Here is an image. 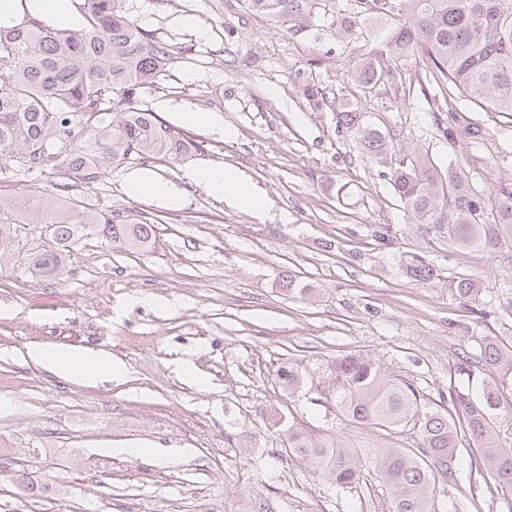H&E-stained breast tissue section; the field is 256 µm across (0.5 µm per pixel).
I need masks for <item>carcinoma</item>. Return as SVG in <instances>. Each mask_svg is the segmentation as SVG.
Masks as SVG:
<instances>
[{"label":"carcinoma","mask_w":512,"mask_h":512,"mask_svg":"<svg viewBox=\"0 0 512 512\" xmlns=\"http://www.w3.org/2000/svg\"><path fill=\"white\" fill-rule=\"evenodd\" d=\"M119 4L83 0L85 25L78 30L0 29V169L57 178L50 193L21 187L11 198L0 196V244L17 236V212L46 214L44 244L23 255L40 277L56 274L69 244L88 228L129 251L151 249L152 224L119 214L64 211L62 199H73L78 187H92L109 169L134 161H178L197 148L181 129L141 108L138 90L166 70L171 51L129 20ZM249 5L257 14L281 19L311 13L315 0H249ZM360 8L361 17L342 18L343 30L353 32L373 16L392 20L375 32L377 45L349 66L363 97L402 77L405 65L417 60L428 81L448 96L456 91L480 108L512 113V0H360ZM433 119L445 139L486 136L455 103L446 117ZM337 123L371 159H386L397 137L394 130L371 124L358 107L337 113ZM387 176L421 244L404 250L387 231L375 236L392 250L407 280L431 286L445 278L427 257L430 249L477 255L512 250V192L491 206L460 164L450 160L441 166L427 154L388 166ZM279 286L293 299L311 293L291 273L279 275ZM448 289L467 302H480L476 274L448 277ZM478 364L498 379L449 387L445 408L360 354L336 357L329 371L337 408L354 423L388 438L397 435L379 448H352L333 435L285 426L280 418L273 425L281 428L286 453L321 467L336 488L351 492L374 477L388 495L389 512H436V481L453 480L458 452L471 446L483 457L485 483L511 499L512 437L506 431L512 429V408L504 399L512 391V343L486 338ZM278 375L290 395L304 381L295 363L281 366ZM403 433L417 441H401Z\"/></svg>","instance_id":"cac0c4a2"}]
</instances>
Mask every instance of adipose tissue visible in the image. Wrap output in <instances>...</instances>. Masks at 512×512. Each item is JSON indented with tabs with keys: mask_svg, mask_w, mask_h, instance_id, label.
I'll return each mask as SVG.
<instances>
[{
	"mask_svg": "<svg viewBox=\"0 0 512 512\" xmlns=\"http://www.w3.org/2000/svg\"><path fill=\"white\" fill-rule=\"evenodd\" d=\"M31 20L52 28H73L82 25L83 16L77 11L74 0H0V26L20 27ZM158 108L180 125L204 130L221 139L232 135L231 130L225 128L220 113L197 110L174 99L160 101ZM185 178L202 187L212 198L238 210L260 214L268 206L266 196L257 186L224 164L193 165L186 169ZM123 186L128 196L149 198L168 209L179 210L188 203L181 189L149 169L129 172ZM28 355L58 376L85 382L104 373L118 380L125 372L121 362L103 351L33 348Z\"/></svg>",
	"mask_w": 512,
	"mask_h": 512,
	"instance_id": "obj_1",
	"label": "adipose tissue"
}]
</instances>
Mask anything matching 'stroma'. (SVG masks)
I'll list each match as a JSON object with an SVG mask.
<instances>
[{"instance_id": "1", "label": "stroma", "mask_w": 512, "mask_h": 512, "mask_svg": "<svg viewBox=\"0 0 512 512\" xmlns=\"http://www.w3.org/2000/svg\"><path fill=\"white\" fill-rule=\"evenodd\" d=\"M122 6L173 54L140 88L144 108L173 98L220 113L233 136L191 128L199 148L190 160L152 163L187 195L183 209L127 196L122 167L77 193L81 211L147 217L149 251L88 235L56 277L41 279L19 256L41 245L43 216L17 215L20 231L0 258V512H388L379 484L358 497L287 456L266 416L277 410L309 432L379 447L381 432L337 409L331 360L361 354L434 402L449 383L466 385L453 373L463 357L479 355L488 336L512 342V251L430 252L447 276L480 275L478 309L446 280L422 287L399 276L374 233L387 227L413 246L415 229L386 167L366 158L336 114L364 100L374 124L398 130L395 158L458 159L493 202L512 190V115L469 108L487 137L448 144L430 120L448 102L419 86L418 64L405 83L362 97L348 65L370 49L379 21L341 35L352 0H318L290 26L247 0ZM183 14L198 17L203 35L177 24ZM308 88L324 93L321 106L309 104ZM200 161L250 179L266 211L226 206L186 181ZM284 270L311 285L310 299L279 290ZM35 346L105 351L125 375L64 379L29 358ZM289 362L306 374L291 395L278 376ZM484 473L478 454L462 453L455 482L437 487L438 512H512Z\"/></svg>"}]
</instances>
